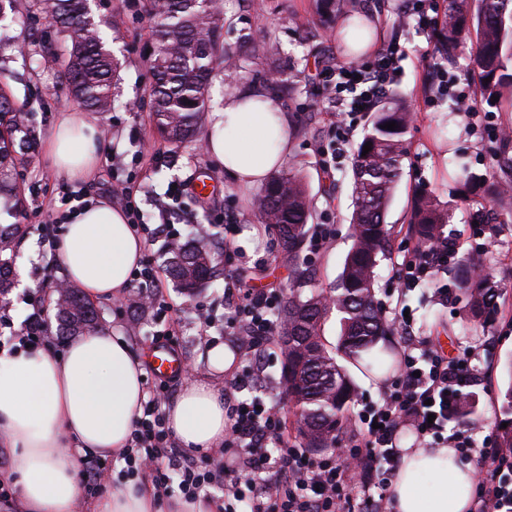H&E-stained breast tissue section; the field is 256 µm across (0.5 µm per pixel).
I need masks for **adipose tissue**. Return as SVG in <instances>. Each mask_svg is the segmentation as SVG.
Listing matches in <instances>:
<instances>
[{
    "mask_svg": "<svg viewBox=\"0 0 512 512\" xmlns=\"http://www.w3.org/2000/svg\"><path fill=\"white\" fill-rule=\"evenodd\" d=\"M204 149L237 186L261 187L291 150L290 119L270 90L224 97ZM57 176H89L98 162L95 128L85 113H62L46 142ZM143 243L125 214L107 201L69 214L56 259L90 299L121 295L138 266ZM145 400L143 367L121 336L100 328L51 350L0 351V440L10 450L6 471L21 512H74L85 452L123 448ZM181 448L192 453L224 442V400L205 380L188 381L166 408ZM439 491L425 496L423 476ZM476 472L448 447L406 448L389 485L394 512H468ZM92 512H156L153 497L128 485L98 498Z\"/></svg>",
    "mask_w": 512,
    "mask_h": 512,
    "instance_id": "1",
    "label": "adipose tissue"
}]
</instances>
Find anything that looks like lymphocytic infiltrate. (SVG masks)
Returning a JSON list of instances; mask_svg holds the SVG:
<instances>
[{"instance_id": "obj_1", "label": "lymphocytic infiltrate", "mask_w": 512, "mask_h": 512, "mask_svg": "<svg viewBox=\"0 0 512 512\" xmlns=\"http://www.w3.org/2000/svg\"><path fill=\"white\" fill-rule=\"evenodd\" d=\"M405 54L394 41L370 62L344 61L331 67L327 110L336 119L339 141L347 139L343 115L371 111L388 95ZM454 248L448 237H441L428 257L415 254L405 259L395 276L405 287H416L435 263L447 261ZM280 303L274 293L244 290L228 322L230 328L246 333L242 355L255 354L277 336L272 313ZM393 321L403 337L397 380L381 404L361 416L362 426L351 436L350 449L311 460L304 449L284 441L278 410L228 395L222 448L201 460L182 454L163 410L173 382L158 378L125 448L117 453L127 475L159 496L174 487L189 500L207 487L225 489L224 512H391L385 480L400 456L397 436L409 429L418 438L430 437L436 444L477 457L480 490L472 512H512V478L504 472L505 458L497 449L477 445L467 431L448 429L449 419L460 414L459 387L478 376L472 352L444 357L413 338V322L403 310H395Z\"/></svg>"}]
</instances>
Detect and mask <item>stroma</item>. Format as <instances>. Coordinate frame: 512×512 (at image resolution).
<instances>
[{
  "label": "stroma",
  "instance_id": "35a3bbf8",
  "mask_svg": "<svg viewBox=\"0 0 512 512\" xmlns=\"http://www.w3.org/2000/svg\"><path fill=\"white\" fill-rule=\"evenodd\" d=\"M222 2L224 51L236 56L238 66L229 71L216 69L206 109L211 112L222 106L228 91L267 88L275 79L282 84L278 97L290 116L293 142L282 171L296 175L311 200V222L320 226L321 242L308 247L306 258L320 287H330L351 247V164L367 119L366 113L355 114L346 144L337 147L332 123L323 110L326 91L317 72L341 57L342 46L336 37L339 25L321 22L317 0ZM361 2L378 15L377 47L396 40L407 50L397 91L412 113L402 177L386 216L392 256L376 269L375 294L386 313L402 306L409 309L416 336L427 340L429 348L455 356L466 347H475L479 377L464 391L471 401L464 412L465 422L475 439L497 446L502 441L503 398L512 386V204L502 208L496 224L473 223L469 207L458 205L444 229L445 236L455 242L458 256L472 258L503 287L498 312L487 327L473 325L465 298L449 279L424 281L407 291L394 271L415 245L408 226L416 198L430 192L447 202L454 188L449 177L452 167L491 170L490 132L497 126H512V109L480 107L481 117L475 122L466 113L450 111L449 94L425 78L432 64L433 34L396 26L395 0ZM92 8L114 40L121 67L112 111L91 115L97 128L98 164L86 179H59L46 150L60 112L77 106L61 77L67 47L63 34L48 22L34 0H16L12 18L0 23V92L26 113L36 134L35 159L19 168L17 175L27 207L20 217H0L2 224L21 226L13 254L14 286L0 299V319L18 327L38 312L46 323H54L56 297L42 293V280L48 272L56 277L61 274L51 237L72 201H108L113 184L129 186L141 223L150 231L161 225L166 228L159 236L149 231L141 237L143 262L162 273L172 245L178 242L191 238L220 245L222 224L230 215L239 226L232 244L248 258L242 269L232 270L229 260H222L215 280L190 298L163 274V293L171 305L165 317L99 300L95 303L99 324L124 336L133 354L144 359V374L150 378L155 374L148 362L151 336L163 325L176 322L174 352L193 367L195 377L212 376L220 387L233 372H244L237 399L259 398L285 409L283 357L277 345L266 346L259 363L246 367L237 363L232 371L217 376L207 358L213 346L232 349L237 345L236 337L224 332L232 313L226 295L233 282L230 273H237V280L254 290L287 295L291 267L283 256L279 232L263 223L254 210V191L233 183L204 151L202 142L175 150L159 137L151 118L152 76L147 55L155 19L146 0H94ZM199 176L216 185V192L202 198L186 189L178 213L162 218L157 202L166 197L172 182Z\"/></svg>",
  "mask_w": 512,
  "mask_h": 512
}]
</instances>
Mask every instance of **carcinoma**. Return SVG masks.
Wrapping results in <instances>:
<instances>
[{
	"label": "carcinoma",
	"instance_id": "1",
	"mask_svg": "<svg viewBox=\"0 0 512 512\" xmlns=\"http://www.w3.org/2000/svg\"><path fill=\"white\" fill-rule=\"evenodd\" d=\"M43 12L70 42L62 76L74 99L97 112H107L114 99L120 63L101 32V21L89 0H38ZM156 19L151 56L153 120L160 136L180 147L195 137L206 110V91L223 49L224 15L216 0H149ZM470 47L469 59L477 76L482 102L498 107L512 92V0H448V19L437 31L436 59L453 63ZM499 100H493V97ZM395 122L393 131L384 128ZM411 113L399 98H390L371 113L352 162L351 248L342 271L329 292L303 267L302 252L309 229L310 205L300 180L292 175L271 179L255 200L265 223L276 226L294 267L296 287L283 309L274 313L279 326L285 396L292 405L297 436L313 451L336 445V438L355 396L345 366L336 353L376 374L391 369L392 353L377 348L390 335L384 309L375 298V269L389 255L385 224L393 191L407 152L406 132ZM371 151L363 154V146ZM31 132L21 112L0 94V198L15 212L25 210L26 199L16 181L17 168L30 162ZM460 199L476 206L473 220H489L486 204L512 199V179L493 180L466 168L456 172ZM451 208L426 194L418 198L412 231L422 245L441 237ZM167 272L182 290L193 294L218 271V256L195 243L170 250ZM468 300L474 323L481 326L496 312L500 286L462 262L443 270ZM340 316L341 336L336 349L324 342L323 316ZM99 312L79 289L64 285L58 293L60 334L90 333L98 328Z\"/></svg>",
	"mask_w": 512,
	"mask_h": 512
}]
</instances>
